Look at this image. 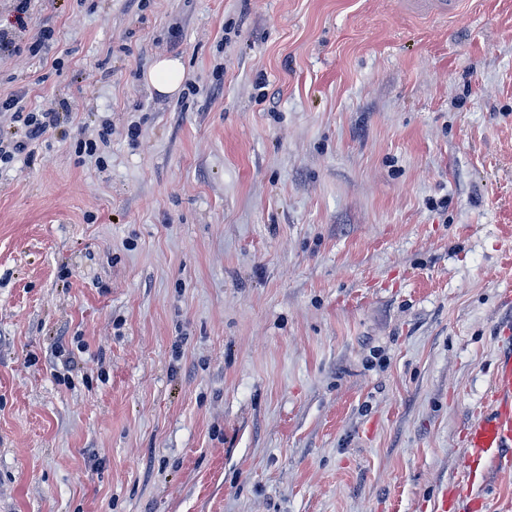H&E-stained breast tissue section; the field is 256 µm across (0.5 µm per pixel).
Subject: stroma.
<instances>
[{
  "instance_id": "stroma-1",
  "label": "stroma",
  "mask_w": 512,
  "mask_h": 512,
  "mask_svg": "<svg viewBox=\"0 0 512 512\" xmlns=\"http://www.w3.org/2000/svg\"><path fill=\"white\" fill-rule=\"evenodd\" d=\"M6 28L0 99L61 118L0 163V512H440L512 319V0ZM404 8L422 17L442 22L457 19L469 3L468 0H403ZM185 78L184 64L179 58L160 57L145 75L146 82L163 95L179 92Z\"/></svg>"
}]
</instances>
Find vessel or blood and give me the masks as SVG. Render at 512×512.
Returning <instances> with one entry per match:
<instances>
[{"label":"vessel or blood","mask_w":512,"mask_h":512,"mask_svg":"<svg viewBox=\"0 0 512 512\" xmlns=\"http://www.w3.org/2000/svg\"><path fill=\"white\" fill-rule=\"evenodd\" d=\"M467 4L468 0H403L407 11L442 22L457 19ZM461 446L469 481L447 490L443 499L453 503L454 512H483L482 501L472 494L471 481L486 477L487 461L512 463V342L499 356L483 414L465 428Z\"/></svg>","instance_id":"b4317fda"}]
</instances>
